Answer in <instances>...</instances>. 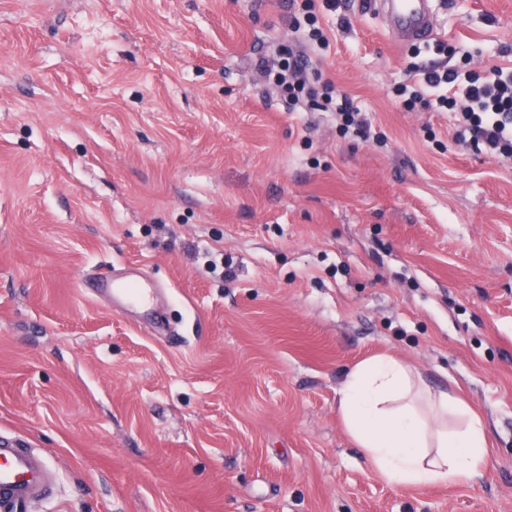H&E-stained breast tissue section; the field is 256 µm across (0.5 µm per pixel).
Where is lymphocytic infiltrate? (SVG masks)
<instances>
[{
	"mask_svg": "<svg viewBox=\"0 0 512 512\" xmlns=\"http://www.w3.org/2000/svg\"><path fill=\"white\" fill-rule=\"evenodd\" d=\"M310 61L302 54L288 53L267 72L280 94L296 103L306 99L321 102L323 110H335L340 136L351 134L371 139L370 124L347 97L337 96L331 84L314 89ZM435 90L437 109L452 112L456 140L493 155H512V71L494 69L491 75L460 74L458 69L426 70L421 84L402 83L394 92L407 110L427 106V90Z\"/></svg>",
	"mask_w": 512,
	"mask_h": 512,
	"instance_id": "lymphocytic-infiltrate-1",
	"label": "lymphocytic infiltrate"
}]
</instances>
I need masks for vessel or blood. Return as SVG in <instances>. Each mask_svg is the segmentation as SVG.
Returning <instances> with one entry per match:
<instances>
[{"label": "vessel or blood", "instance_id": "vessel-or-blood-1", "mask_svg": "<svg viewBox=\"0 0 512 512\" xmlns=\"http://www.w3.org/2000/svg\"><path fill=\"white\" fill-rule=\"evenodd\" d=\"M390 33L416 43L434 34L431 0H376ZM82 289L110 296L131 307L147 305L155 294L148 279L123 281L109 275L82 278ZM53 477L44 455L21 439L0 434V512H30L43 498Z\"/></svg>", "mask_w": 512, "mask_h": 512}]
</instances>
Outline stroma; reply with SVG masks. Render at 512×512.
<instances>
[{"mask_svg": "<svg viewBox=\"0 0 512 512\" xmlns=\"http://www.w3.org/2000/svg\"><path fill=\"white\" fill-rule=\"evenodd\" d=\"M304 0H0V434L33 512H512V157L406 110L413 67L512 68V0H435L401 45L323 12L314 68L381 142L261 75ZM144 268L150 311L83 295ZM410 363L487 425L482 479L398 488L338 413ZM53 477L44 455L21 439L0 434V511L29 512Z\"/></svg>", "mask_w": 512, "mask_h": 512, "instance_id": "1", "label": "stroma"}]
</instances>
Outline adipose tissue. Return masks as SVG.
<instances>
[{"mask_svg": "<svg viewBox=\"0 0 512 512\" xmlns=\"http://www.w3.org/2000/svg\"><path fill=\"white\" fill-rule=\"evenodd\" d=\"M339 414L373 471L401 488L472 480L488 454L483 421L454 394L432 391L406 362L374 357L351 368ZM457 419L449 427V419Z\"/></svg>", "mask_w": 512, "mask_h": 512, "instance_id": "adipose-tissue-1", "label": "adipose tissue"}]
</instances>
